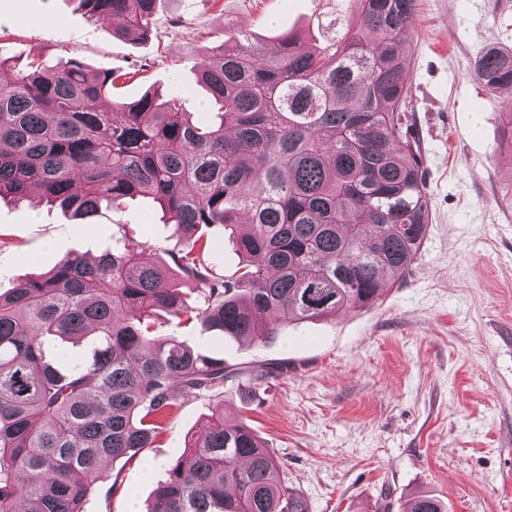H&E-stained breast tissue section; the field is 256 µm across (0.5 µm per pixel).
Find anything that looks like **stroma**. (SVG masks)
<instances>
[{
  "label": "stroma",
  "instance_id": "1",
  "mask_svg": "<svg viewBox=\"0 0 512 512\" xmlns=\"http://www.w3.org/2000/svg\"><path fill=\"white\" fill-rule=\"evenodd\" d=\"M350 0H158L154 33L118 35L77 0H0V48L16 67L31 49L47 64L122 72L126 102L180 95L192 122L214 123L196 66L226 30L335 43ZM406 84L421 143L430 224L406 283L366 308L283 325L265 346L218 338L166 316L160 337L223 350L241 371L224 383V414L251 426L306 512H407L428 495L443 512H512V146L502 139L512 92H484L472 70L487 48L512 49V0H417ZM149 197L85 218L46 203L0 199V293L66 255L176 247ZM277 369L260 381V364ZM210 409L189 391L152 448L107 462L84 512H145L170 464L202 434Z\"/></svg>",
  "mask_w": 512,
  "mask_h": 512
}]
</instances>
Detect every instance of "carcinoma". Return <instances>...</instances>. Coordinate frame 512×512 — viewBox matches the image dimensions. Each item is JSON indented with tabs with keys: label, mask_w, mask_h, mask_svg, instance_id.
<instances>
[{
	"label": "carcinoma",
	"mask_w": 512,
	"mask_h": 512,
	"mask_svg": "<svg viewBox=\"0 0 512 512\" xmlns=\"http://www.w3.org/2000/svg\"><path fill=\"white\" fill-rule=\"evenodd\" d=\"M89 18L146 36L157 0H79ZM355 21L316 47L234 32L204 53L198 81L219 125L183 99L146 92L106 110L119 76L84 64L7 73L0 49V196L32 189L75 216L136 196L169 211L176 236L220 225L244 256L226 278L217 246L72 253L0 293V512H83L107 460L134 459L163 431L176 388L214 402L204 435L167 470L146 512H303L273 452L224 419V352L157 338L163 313L265 345L285 322L366 307L402 286L426 236L430 200L407 112V40L416 0H350ZM473 75L512 87V50L489 48ZM92 337L90 348L76 355ZM409 512H442L419 497Z\"/></svg>",
	"instance_id": "cac0c4a2"
}]
</instances>
